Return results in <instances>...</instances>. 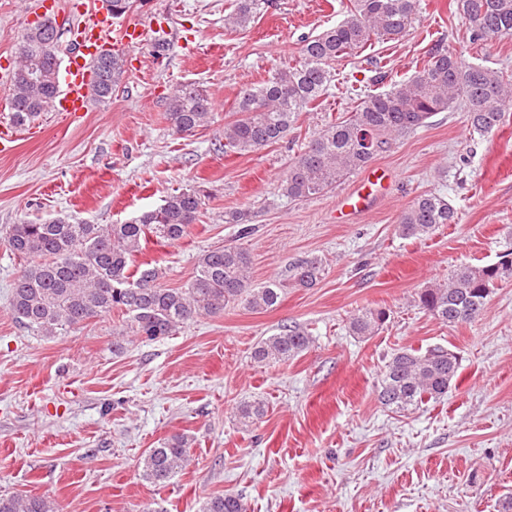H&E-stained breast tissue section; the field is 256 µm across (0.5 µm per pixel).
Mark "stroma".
<instances>
[{
	"label": "stroma",
	"instance_id": "stroma-1",
	"mask_svg": "<svg viewBox=\"0 0 512 512\" xmlns=\"http://www.w3.org/2000/svg\"><path fill=\"white\" fill-rule=\"evenodd\" d=\"M233 4L135 0L123 22L155 33L127 50L112 100L70 120L44 113L35 136L0 153V494L47 496L61 512H201L226 493L248 512H501L512 496V281L493 288L482 315L453 326L416 298L512 246V108L484 136L458 107L394 142L372 161L392 174L390 193L352 224L337 223L336 204L357 174L303 201L279 184L316 132L346 119L362 96L414 76L437 47L512 73V35L472 48L457 0H421L406 36L370 41L334 64L327 94L297 114L286 138L237 155L224 151V123L239 94L298 62L303 38L342 20L350 2L261 0L244 30L224 25ZM32 9L33 0H0V67L35 23ZM187 83L208 91L213 111L181 136L166 98ZM182 189L203 194L199 219L178 242L148 244L141 261L164 268V286L183 288L205 251L241 246L253 285L283 282L279 306H231L119 353L112 341L125 321L115 314L52 339L15 321L22 263L9 250L10 225L63 215L121 224ZM427 192L450 201L457 223L426 239L399 236V216ZM236 212L243 225L229 223ZM307 257L324 273L299 288L291 270ZM378 308L388 314L382 329L350 333L355 314ZM284 325L307 330L308 348L284 364L256 362L257 342ZM435 345L460 358L447 395L403 413L382 405L391 354ZM253 400L266 412L246 427L237 409ZM179 435L191 465L166 487L146 482L143 453Z\"/></svg>",
	"mask_w": 512,
	"mask_h": 512
}]
</instances>
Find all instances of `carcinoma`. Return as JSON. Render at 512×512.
<instances>
[{"instance_id":"obj_1","label":"carcinoma","mask_w":512,"mask_h":512,"mask_svg":"<svg viewBox=\"0 0 512 512\" xmlns=\"http://www.w3.org/2000/svg\"><path fill=\"white\" fill-rule=\"evenodd\" d=\"M256 0H235L224 16L229 28H245L254 18ZM466 21V38L480 46L490 38L512 35V0H458ZM420 0H351L347 15L322 33L307 37L301 61L278 69L271 77L241 92L236 119L224 124V152L246 155L288 135L296 112L322 97L331 84L336 61L357 53L372 39L404 37L419 13ZM61 28L38 21L21 36L15 80L10 87V108L22 126L53 109L58 93L57 59L62 48ZM92 97L112 100L124 80L126 60L112 50L94 63ZM467 112L471 129L491 133L512 105V74L481 64H466L452 51L439 47L418 73L394 81L386 91L366 97L349 118L315 133L294 160L280 183L282 195L310 199L332 189L347 175L364 168L387 151L393 141L426 126L439 112L456 104ZM207 90L181 84L168 98V119L175 133L190 135L209 118ZM376 146L364 150L363 141ZM204 201L191 189L176 191L155 209L122 224L74 223L57 217L38 223L13 224L7 232L13 255L24 262L11 291L10 308L17 323L42 336L54 338L114 312L127 318L131 336L156 341L173 335L199 316H217L230 305L243 303L253 311H267L281 302L277 280L261 287L251 281L247 249L225 246L201 254L194 276L185 288H167L158 263H136L144 244L154 238L173 243L195 223ZM448 200L424 193L402 212L398 229L405 238H422L443 224L456 223ZM316 258L293 266L299 286L313 285L321 276ZM512 280V265L464 266L445 284L423 289L418 305L450 326L481 315L492 288ZM387 319L384 309L366 310L349 322L355 336L373 335ZM308 333L297 325L257 343L253 357L259 363L286 362L307 349ZM459 357L435 346L421 352L403 348L385 363L379 385L381 404L405 410L424 401L440 399L457 377ZM264 414L261 401L244 402L238 415L248 423ZM191 460L188 439L175 436L142 456L143 478L166 486ZM0 512H58L45 496L0 494ZM202 512H247L239 495L208 499Z\"/></svg>"}]
</instances>
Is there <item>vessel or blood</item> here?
Listing matches in <instances>:
<instances>
[{"instance_id": "obj_1", "label": "vessel or blood", "mask_w": 512, "mask_h": 512, "mask_svg": "<svg viewBox=\"0 0 512 512\" xmlns=\"http://www.w3.org/2000/svg\"><path fill=\"white\" fill-rule=\"evenodd\" d=\"M73 44L60 68V90L55 111L73 117L87 111L92 84L93 62L107 45L123 44L131 48L145 41L149 28L142 23L116 25L112 15L100 8L77 5Z\"/></svg>"}]
</instances>
